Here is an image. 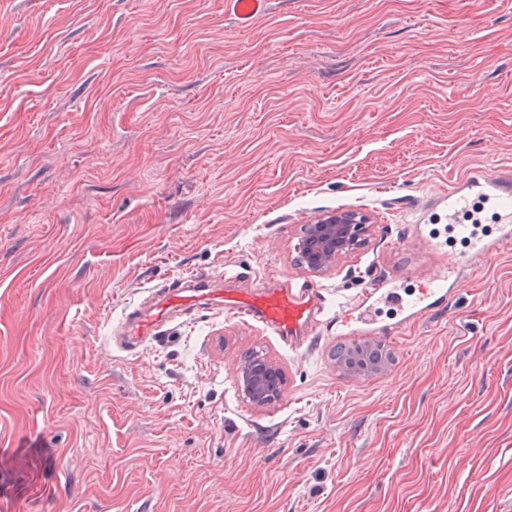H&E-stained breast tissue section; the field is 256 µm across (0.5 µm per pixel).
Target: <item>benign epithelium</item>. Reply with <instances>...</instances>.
Wrapping results in <instances>:
<instances>
[{"instance_id":"7a95c632","label":"benign epithelium","mask_w":512,"mask_h":512,"mask_svg":"<svg viewBox=\"0 0 512 512\" xmlns=\"http://www.w3.org/2000/svg\"><path fill=\"white\" fill-rule=\"evenodd\" d=\"M369 218L357 213L336 212L318 218L309 225L304 245L303 260L306 268L314 273L330 269L336 261L356 249L366 232ZM383 357L371 355V345L355 344L345 348L341 365L349 372L377 369ZM236 384L245 397L256 396L271 402L280 398L283 373L280 367L264 357L241 365Z\"/></svg>"}]
</instances>
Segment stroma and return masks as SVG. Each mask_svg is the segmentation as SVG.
Returning <instances> with one entry per match:
<instances>
[{
	"label": "stroma",
	"instance_id": "1",
	"mask_svg": "<svg viewBox=\"0 0 512 512\" xmlns=\"http://www.w3.org/2000/svg\"><path fill=\"white\" fill-rule=\"evenodd\" d=\"M0 0V512H512V249L353 378L219 307L134 352L161 283L225 261L353 299L443 279L436 200L512 167V0ZM365 214L322 274L304 225ZM263 349L286 373L251 405ZM226 3L238 24L243 27L253 24L267 8V0H227ZM283 378V373L275 362L259 356L252 363L241 365L236 384L247 399L254 395L260 399H268L270 403L280 398Z\"/></svg>",
	"mask_w": 512,
	"mask_h": 512
}]
</instances>
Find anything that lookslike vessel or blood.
<instances>
[{"label":"vessel or blood","mask_w":512,"mask_h":512,"mask_svg":"<svg viewBox=\"0 0 512 512\" xmlns=\"http://www.w3.org/2000/svg\"><path fill=\"white\" fill-rule=\"evenodd\" d=\"M227 5L238 24L247 27L265 12L267 0H227ZM477 199L500 208L499 240L504 244L512 242V171H480L453 184L444 198L449 217L466 211ZM242 276L240 266H228L224 269V279L229 283L225 290L215 287L205 273L178 278L155 289L149 307H138L126 314L122 322L123 349L134 350L148 341L172 336L176 312L211 304L226 306L238 318L261 325L289 347L304 344L314 313L325 309V296L314 289L288 287L277 273L261 278L253 289L241 291L235 289L234 283ZM447 295V289L431 279L424 280L407 301L402 300L397 289L373 286L366 289L362 304H342L333 318L354 333L366 330L389 334L395 327L379 321L380 310L404 307L410 315L418 316L445 302Z\"/></svg>","instance_id":"obj_1"}]
</instances>
